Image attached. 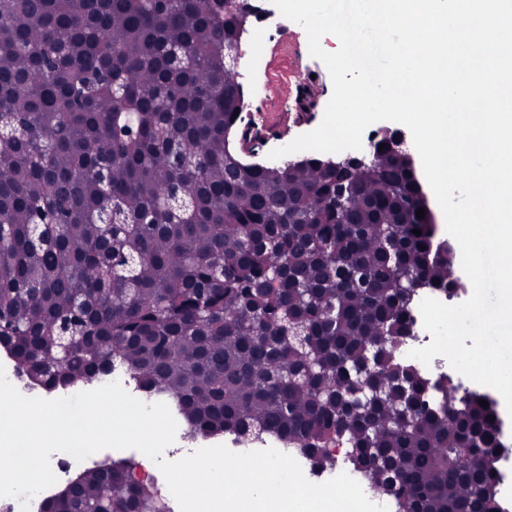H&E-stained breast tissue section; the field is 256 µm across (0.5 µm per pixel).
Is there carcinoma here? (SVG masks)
Masks as SVG:
<instances>
[{
  "label": "carcinoma",
  "mask_w": 512,
  "mask_h": 512,
  "mask_svg": "<svg viewBox=\"0 0 512 512\" xmlns=\"http://www.w3.org/2000/svg\"><path fill=\"white\" fill-rule=\"evenodd\" d=\"M247 14L0 0V348L48 389L122 376L192 439L320 469L345 440L400 512H499L493 402L401 358L413 290L459 285L415 166L384 137L359 169L243 162ZM135 468L41 512H165Z\"/></svg>",
  "instance_id": "carcinoma-1"
}]
</instances>
